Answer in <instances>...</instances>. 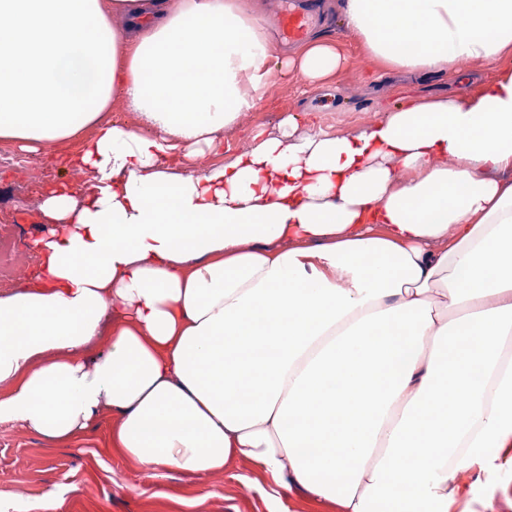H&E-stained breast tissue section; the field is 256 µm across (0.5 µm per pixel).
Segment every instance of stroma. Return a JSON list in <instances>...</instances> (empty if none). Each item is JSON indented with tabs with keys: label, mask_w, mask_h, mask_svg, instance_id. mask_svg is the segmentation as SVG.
I'll use <instances>...</instances> for the list:
<instances>
[{
	"label": "stroma",
	"mask_w": 512,
	"mask_h": 512,
	"mask_svg": "<svg viewBox=\"0 0 512 512\" xmlns=\"http://www.w3.org/2000/svg\"><path fill=\"white\" fill-rule=\"evenodd\" d=\"M316 32L334 41L345 64L328 80L308 83L298 72L273 70L256 108L219 136L217 161L231 160L237 145L254 144L277 133L282 115L297 117L300 130L323 128L356 133L396 103L453 92L465 95L493 80L512 58L491 63L470 60L444 74L386 72L369 59L357 40L338 24V0H319ZM0 226L34 239L43 189L57 183L79 187L82 175L64 171L41 155L0 143ZM114 416L102 413L77 442L52 445L12 423L0 430V512H40L54 494V512H342L333 503L295 488L272 501L262 470L234 461L208 477L177 468L145 469L109 443ZM461 493L449 512H512V463L500 458L460 472ZM25 494H16V487Z\"/></svg>",
	"instance_id": "stroma-1"
}]
</instances>
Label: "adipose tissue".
<instances>
[{
  "label": "adipose tissue",
  "instance_id": "adipose-tissue-1",
  "mask_svg": "<svg viewBox=\"0 0 512 512\" xmlns=\"http://www.w3.org/2000/svg\"><path fill=\"white\" fill-rule=\"evenodd\" d=\"M340 24L384 69L512 58V0ZM342 61L282 55L248 0H0V141L85 176L44 193L37 278L0 296V420L61 443L108 410L143 468L246 461L343 512H448L512 447V69L208 159L273 68Z\"/></svg>",
  "mask_w": 512,
  "mask_h": 512
}]
</instances>
